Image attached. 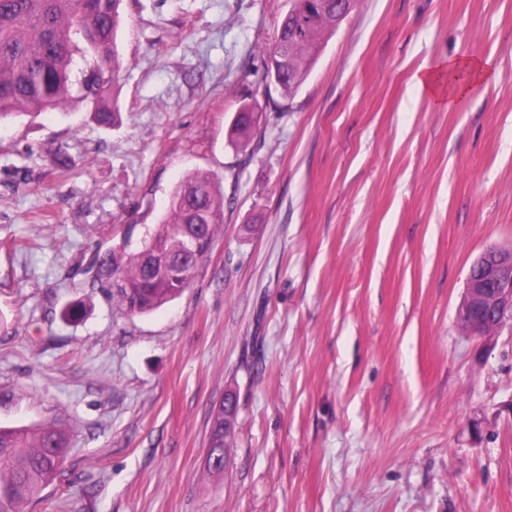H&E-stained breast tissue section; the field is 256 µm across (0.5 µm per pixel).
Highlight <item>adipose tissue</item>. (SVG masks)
<instances>
[{
	"instance_id": "obj_1",
	"label": "adipose tissue",
	"mask_w": 512,
	"mask_h": 512,
	"mask_svg": "<svg viewBox=\"0 0 512 512\" xmlns=\"http://www.w3.org/2000/svg\"><path fill=\"white\" fill-rule=\"evenodd\" d=\"M493 77L488 61L460 56L419 68L412 83L430 96L435 107L450 109L468 98L473 84L491 81Z\"/></svg>"
}]
</instances>
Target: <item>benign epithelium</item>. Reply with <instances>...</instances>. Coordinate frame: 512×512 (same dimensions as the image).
Masks as SVG:
<instances>
[{
  "label": "benign epithelium",
  "mask_w": 512,
  "mask_h": 512,
  "mask_svg": "<svg viewBox=\"0 0 512 512\" xmlns=\"http://www.w3.org/2000/svg\"><path fill=\"white\" fill-rule=\"evenodd\" d=\"M458 320L472 336L512 328V247H491L473 264Z\"/></svg>",
  "instance_id": "benign-epithelium-1"
}]
</instances>
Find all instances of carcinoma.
I'll use <instances>...</instances> for the list:
<instances>
[{"instance_id":"cac0c4a2","label":"carcinoma","mask_w":512,"mask_h":512,"mask_svg":"<svg viewBox=\"0 0 512 512\" xmlns=\"http://www.w3.org/2000/svg\"><path fill=\"white\" fill-rule=\"evenodd\" d=\"M300 15L314 12L295 33L283 18L276 47L285 62L311 68L325 37L339 23L336 5L296 0ZM123 0H0V124L37 116L69 99L87 103L98 120L112 124L118 112V31ZM224 197L213 174L196 171L169 193L158 223L140 246H122L97 258L112 275V300L129 315L157 310L179 297L207 260L223 223ZM234 413L219 407L211 424L204 471L224 478ZM66 430L51 424L0 427V512H23L61 472L69 454Z\"/></svg>"}]
</instances>
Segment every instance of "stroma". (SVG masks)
Returning <instances> with one entry per match:
<instances>
[{
    "label": "stroma",
    "mask_w": 512,
    "mask_h": 512,
    "mask_svg": "<svg viewBox=\"0 0 512 512\" xmlns=\"http://www.w3.org/2000/svg\"><path fill=\"white\" fill-rule=\"evenodd\" d=\"M290 6L124 0L114 123L74 99L0 125V426L71 448L26 512H512V330L457 319L512 245V0H355L288 98L267 61ZM453 55L495 78L440 110L411 77ZM195 170L223 229L178 298L126 316L95 257ZM229 418L225 421L224 428V400L216 411L211 424L208 441L207 451L204 457V471L206 475L212 478H224V457L230 454L232 448L234 434L230 432L234 412L227 413ZM216 457L218 461L212 462V458Z\"/></svg>",
    "instance_id": "1"
}]
</instances>
